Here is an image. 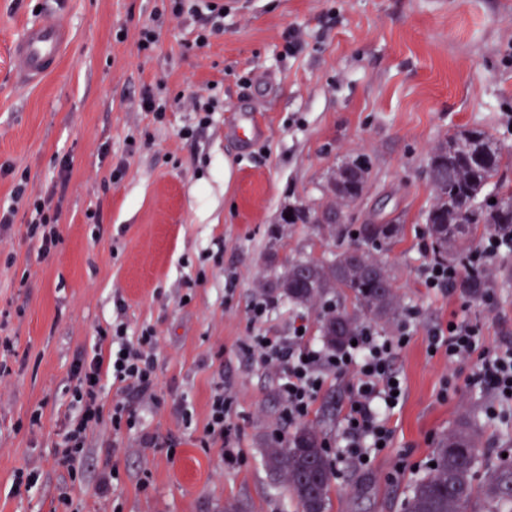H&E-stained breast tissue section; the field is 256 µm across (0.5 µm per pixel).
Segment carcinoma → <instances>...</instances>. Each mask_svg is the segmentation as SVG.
<instances>
[{
    "instance_id": "obj_1",
    "label": "carcinoma",
    "mask_w": 512,
    "mask_h": 512,
    "mask_svg": "<svg viewBox=\"0 0 512 512\" xmlns=\"http://www.w3.org/2000/svg\"><path fill=\"white\" fill-rule=\"evenodd\" d=\"M512 163L496 139L481 129H461L440 137L428 155L426 178L432 202L426 214L433 257L458 263L469 252V239L480 233L512 236V189L485 193L500 169ZM369 161L362 155L332 171L324 186L327 200L321 207L290 206V224H319L330 233L337 224H320V215L339 213L362 198L369 176ZM399 233L397 224H363L359 243L323 260H295L274 276L271 287L288 302L312 306L338 290L351 292L357 311L349 313L333 303L322 306L318 327L329 349L343 344L363 326V318L391 323L400 300L395 277L380 256L383 246ZM459 287L472 295L484 293L487 282L475 273ZM312 423L296 427L291 437L264 449V465L275 480L283 481L302 512H328L333 466ZM479 433L464 421L444 436L435 448V467L419 478L405 500L403 512H501L512 504V459L481 470Z\"/></svg>"
}]
</instances>
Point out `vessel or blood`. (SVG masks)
Returning <instances> with one entry per match:
<instances>
[{"instance_id":"vessel-or-blood-1","label":"vessel or blood","mask_w":512,"mask_h":512,"mask_svg":"<svg viewBox=\"0 0 512 512\" xmlns=\"http://www.w3.org/2000/svg\"><path fill=\"white\" fill-rule=\"evenodd\" d=\"M68 43L67 29L53 17L32 21L10 49L13 69L22 83H37L52 73Z\"/></svg>"}]
</instances>
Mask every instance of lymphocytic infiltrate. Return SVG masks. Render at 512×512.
I'll list each match as a JSON object with an SVG mask.
<instances>
[{
	"mask_svg": "<svg viewBox=\"0 0 512 512\" xmlns=\"http://www.w3.org/2000/svg\"><path fill=\"white\" fill-rule=\"evenodd\" d=\"M511 242L496 234L485 235L460 264H425L421 269L422 283L436 291L452 290L465 273L488 272L490 262ZM409 336L410 322L405 319L395 335L387 337L378 335L370 326H362L354 343L333 351L305 343L303 335L296 331L286 336H256L254 348L264 365L276 370L280 396L292 422L310 415L326 375L352 378L340 438L332 454L350 468L363 470L369 457L392 444L390 415L400 405L404 389L393 361ZM479 336V324L457 318L452 326L438 325L430 330L428 348L445 355L449 364L471 363L468 381L493 393L494 402L486 409L487 415L493 417L497 403L512 396V346L484 348ZM99 338L111 340L114 348L109 353L97 352L89 364L74 366L71 406L75 415L64 423L55 448L59 465L72 475L82 467L90 433L105 424L116 430L135 427L139 419L132 402L154 396L153 329H142L139 336L131 339L126 325L119 322L113 324L111 332H100ZM110 380L120 384L124 398L108 407L103 394Z\"/></svg>",
	"mask_w": 512,
	"mask_h": 512,
	"instance_id": "1",
	"label": "lymphocytic infiltrate"
}]
</instances>
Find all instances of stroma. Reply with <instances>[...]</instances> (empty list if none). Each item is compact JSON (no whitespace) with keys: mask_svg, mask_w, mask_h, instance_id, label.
<instances>
[{"mask_svg":"<svg viewBox=\"0 0 512 512\" xmlns=\"http://www.w3.org/2000/svg\"><path fill=\"white\" fill-rule=\"evenodd\" d=\"M179 0H0V337L13 349L0 379V512H301L267 474L262 454L288 419L277 377L251 347L293 324L321 343V306L271 299L269 282L293 259L331 257L363 224H397L383 258L411 338L394 361L405 398L391 448L368 469L334 464L330 512H403L438 441L461 419L475 424L485 461L512 448V416L492 420L491 391L443 389L451 368L428 351V332L465 313L481 340L512 343V252L493 261L486 298L424 288L422 248L432 201L430 147L461 127L490 131L512 149V0H224L210 33ZM52 12L71 41L41 82L18 81L12 39ZM152 28L155 45L141 49ZM298 45L288 52V35ZM151 91L163 118L146 111ZM212 104L209 121L194 100ZM260 114L249 145L229 132L238 110ZM364 155L362 199L343 208L342 234L283 224L291 204L322 203L336 167ZM27 179L29 196L13 198ZM46 202L60 241L45 257L27 237L34 199ZM268 309L254 323L251 309ZM157 337L156 401L140 425L88 438L71 482L54 445L71 411L70 375L91 359L99 330ZM351 378L328 376L309 419L338 438ZM231 403L233 457L205 443L211 398ZM39 422H32L33 413ZM405 462L402 475L394 467ZM117 477L100 494L105 467ZM40 475L14 493L17 471Z\"/></svg>","mask_w":512,"mask_h":512,"instance_id":"1","label":"stroma"}]
</instances>
